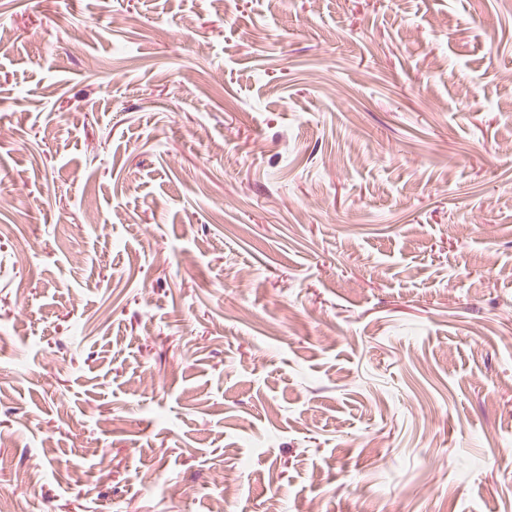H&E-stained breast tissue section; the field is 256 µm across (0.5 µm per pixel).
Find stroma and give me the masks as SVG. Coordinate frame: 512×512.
<instances>
[{"mask_svg":"<svg viewBox=\"0 0 512 512\" xmlns=\"http://www.w3.org/2000/svg\"><path fill=\"white\" fill-rule=\"evenodd\" d=\"M0 496L512 512V0H0Z\"/></svg>","mask_w":512,"mask_h":512,"instance_id":"35a3bbf8","label":"stroma"}]
</instances>
